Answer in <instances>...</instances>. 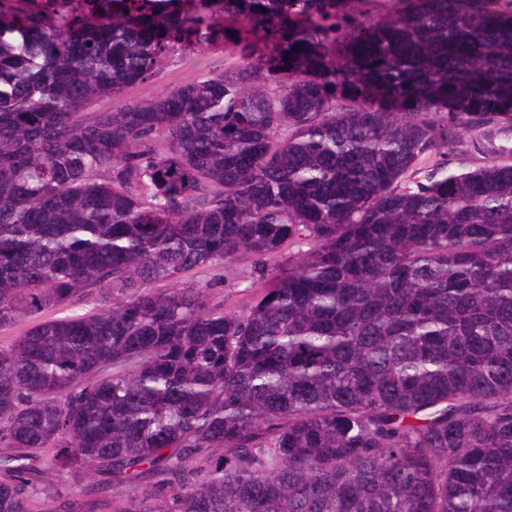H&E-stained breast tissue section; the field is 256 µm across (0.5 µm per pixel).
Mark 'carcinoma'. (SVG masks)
<instances>
[{"label":"carcinoma","instance_id":"1","mask_svg":"<svg viewBox=\"0 0 512 512\" xmlns=\"http://www.w3.org/2000/svg\"><path fill=\"white\" fill-rule=\"evenodd\" d=\"M404 2L0 0V512L86 465L51 512H512V150L448 166L512 119V0ZM293 243L237 313L153 289ZM230 62L228 53L219 44L179 55L165 65L150 82L134 85L118 97L99 99L92 112H111L134 100H148L163 96L172 87L203 78L212 72L222 71ZM100 306V299L98 294L95 292L93 294L85 295V296H77L70 300L65 306L51 309L49 312L45 313L42 317L44 319L47 318H59L71 315L84 314L89 311H93L97 307Z\"/></svg>","mask_w":512,"mask_h":512}]
</instances>
